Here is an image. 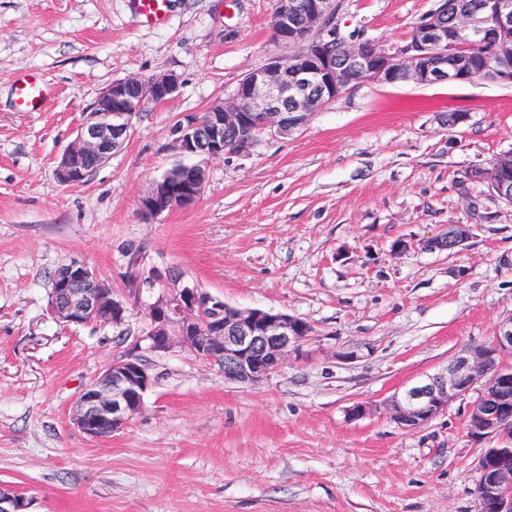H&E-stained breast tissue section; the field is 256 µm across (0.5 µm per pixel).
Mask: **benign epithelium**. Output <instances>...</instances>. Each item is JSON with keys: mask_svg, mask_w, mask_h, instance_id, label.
Masks as SVG:
<instances>
[{"mask_svg": "<svg viewBox=\"0 0 512 512\" xmlns=\"http://www.w3.org/2000/svg\"><path fill=\"white\" fill-rule=\"evenodd\" d=\"M338 0H274L271 26L287 52L273 56L245 75L230 97L213 101L206 122L184 117L168 150L194 160L184 178L166 173L151 182L139 200L140 213L156 218L194 206L205 191L209 164L224 157V133L240 130L231 153L253 149L260 135L287 137L311 113L343 92L363 84L413 83L427 86L472 79L471 49L486 46L496 82L512 85V0H486L483 7L456 13L448 7L430 12L413 36L390 48L339 35ZM180 78L166 72L115 79L102 89L76 128V136L54 169L64 185H79L119 153L148 103L163 104L179 93ZM475 178L499 198L512 203V151L488 166L473 168ZM472 224H449L423 240L430 251L465 246ZM170 294L150 306L145 350L161 354L176 347L217 364L224 379L258 384L293 353H300L311 326L276 309H241L165 274ZM127 304L88 265L72 260L53 279L50 316L66 325H86L94 318L121 324ZM154 375L141 355L129 354L108 364L84 387L73 410L77 428L104 438L126 426L143 409ZM479 393L470 409L469 438L481 447L477 497L481 512H512V315L502 318L490 341L457 351L438 373L394 395L386 404L400 427L416 429L448 406ZM21 494L0 486V512H28Z\"/></svg>", "mask_w": 512, "mask_h": 512, "instance_id": "benign-epithelium-1", "label": "benign epithelium"}]
</instances>
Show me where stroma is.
Here are the masks:
<instances>
[{"instance_id": "obj_1", "label": "stroma", "mask_w": 512, "mask_h": 512, "mask_svg": "<svg viewBox=\"0 0 512 512\" xmlns=\"http://www.w3.org/2000/svg\"><path fill=\"white\" fill-rule=\"evenodd\" d=\"M435 5L343 0L341 28L389 47ZM272 11L169 0L150 27L132 0H0V485L29 512H479L472 397L411 431L385 404L512 314V203L467 178L512 150V86L361 85L292 136L214 161L195 206L138 213L176 162L175 122L282 53ZM30 70L52 89L40 112L15 105ZM164 72L179 94L147 105L86 182L60 184L55 161L101 89ZM447 224L474 225L465 250L421 247ZM73 259L134 295L121 325L50 317L51 276ZM174 268L232 306L306 320L302 356L250 385L184 348L149 354L141 413L85 436L73 405L141 342L168 293L151 277ZM358 402L372 411L355 419Z\"/></svg>"}]
</instances>
